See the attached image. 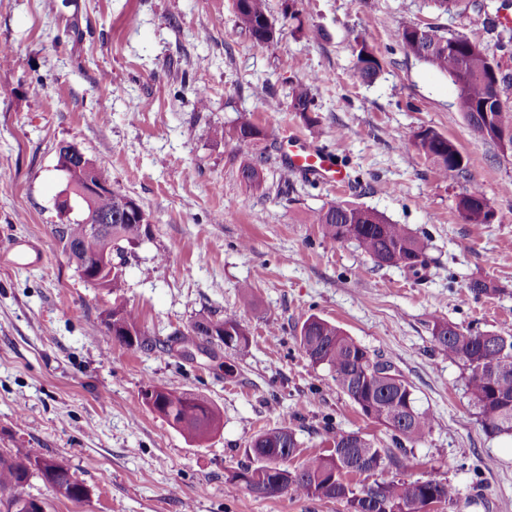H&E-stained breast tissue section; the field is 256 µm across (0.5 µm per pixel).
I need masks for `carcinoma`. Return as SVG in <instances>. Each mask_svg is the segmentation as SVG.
<instances>
[{
	"mask_svg": "<svg viewBox=\"0 0 512 512\" xmlns=\"http://www.w3.org/2000/svg\"><path fill=\"white\" fill-rule=\"evenodd\" d=\"M444 13L484 10L481 0H433ZM238 27L257 47L274 42L277 35L270 20L267 0H234ZM397 41L407 53L436 71L448 75L455 86L462 87L457 96L471 136L477 142L494 141L496 128L512 130V104L504 94L512 89V73L495 62L485 47L462 34L446 35L435 29H423L412 23L402 24L396 32ZM355 77L372 82L380 71V61L374 49L365 41L356 43ZM498 67V81L490 78L491 64ZM292 111L309 125L315 103L309 85L297 82L288 92ZM220 137L228 136L242 146L261 139L263 132L255 124L242 121L232 129L217 130ZM413 145L443 172L465 173L466 164L455 145L437 131L426 128L414 136ZM70 146L58 150V167L64 175L65 190L83 185L85 173L69 156ZM271 156H262L255 164L244 166L241 178L248 183L260 181L263 167ZM131 197L117 188L99 193L79 204L80 216L68 224H57L54 235L70 258H76L75 268L83 272L85 262L109 254L116 263L108 279V293L120 298L124 288L123 266L129 250L149 231V219L124 218L122 214ZM456 209L468 224H486L490 210L482 191L474 187L460 196ZM114 215L112 236H95L86 230V220L105 214ZM321 225L324 237L338 242H352L375 265L402 266L414 275L426 267L427 243L413 235L402 224H393L385 216L368 207L350 202H338L313 215ZM112 320V336L130 346L149 343L140 337L137 316L121 303L106 311ZM224 347L243 350L249 337L240 321L228 316L222 319L203 317L194 322L193 333L211 338L209 330ZM300 347L314 365H323L331 373L336 390L346 395L361 413L384 426L399 445L421 441L434 422L433 414L417 405L413 387L402 377L377 374L372 369L374 359L366 348L356 343L336 325L316 315L302 324L298 336ZM436 349L463 363L467 370L466 386L483 430L491 435L512 436V335L495 332L464 330L447 321H436L432 328ZM142 403L159 414L170 425L192 441H201L213 434L219 418L209 401L184 392L167 391L156 386L142 393ZM300 442L288 428H272L257 434L249 444V452L258 461L255 467H245L231 474L230 479L243 484L257 497H271L285 491L298 496L346 502L349 512H428L433 502L454 500V487L436 476L404 480L390 471L392 458L384 450L357 432L338 431L329 438L328 453L306 457L294 470L288 461L295 458ZM29 453L14 448L0 454V494L7 512H44L43 505L27 498L20 505V489L31 476ZM37 469L53 491L69 500L80 499L85 491L78 471L62 458H52L48 465L36 462ZM368 473L377 476L370 485L357 486L349 476Z\"/></svg>",
	"mask_w": 512,
	"mask_h": 512,
	"instance_id": "carcinoma-1",
	"label": "carcinoma"
}]
</instances>
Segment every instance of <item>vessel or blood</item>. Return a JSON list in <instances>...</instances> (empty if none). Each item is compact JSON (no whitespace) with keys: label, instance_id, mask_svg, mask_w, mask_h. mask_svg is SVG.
Segmentation results:
<instances>
[{"label":"vessel or blood","instance_id":"1","mask_svg":"<svg viewBox=\"0 0 512 512\" xmlns=\"http://www.w3.org/2000/svg\"><path fill=\"white\" fill-rule=\"evenodd\" d=\"M283 166L287 172L311 179L343 184L347 173L338 155L306 138L293 135L288 139V150Z\"/></svg>","mask_w":512,"mask_h":512}]
</instances>
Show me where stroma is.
Returning <instances> with one entry per match:
<instances>
[{
	"mask_svg": "<svg viewBox=\"0 0 512 512\" xmlns=\"http://www.w3.org/2000/svg\"><path fill=\"white\" fill-rule=\"evenodd\" d=\"M296 8L292 20L284 0H268L279 35L261 49L237 28L233 0H55L51 10L0 0V453L65 458L87 489L69 500L32 473L24 493L45 512H348L231 481L272 427L292 429L304 457L326 453L327 430L354 431L395 453L399 477L447 479L456 499L431 512H512V438L483 431L461 364L432 342L437 320L512 335V155L472 139L452 80L395 37L413 22L490 49L485 15L445 14L432 0ZM362 38L381 62L369 84L353 76ZM296 82L311 86L314 127L289 109ZM243 120L265 139L215 136ZM423 128L456 146L466 174L442 173L412 147ZM292 134L336 153L347 185L284 176ZM68 143L150 218L121 299L153 349L115 340L102 320L112 295L80 278L51 233ZM266 154L261 183L243 182L241 167ZM475 186L491 211L478 227L455 208ZM339 201L424 239V279L324 238L312 217ZM477 280L496 293H472ZM230 314L250 337L244 352L192 336L195 321ZM312 315L394 363L435 417L420 442L397 449L310 363L297 335ZM151 385L207 397L218 431L186 439L143 405Z\"/></svg>",
	"mask_w": 512,
	"mask_h": 512,
	"instance_id": "35a3bbf8",
	"label": "stroma"
}]
</instances>
